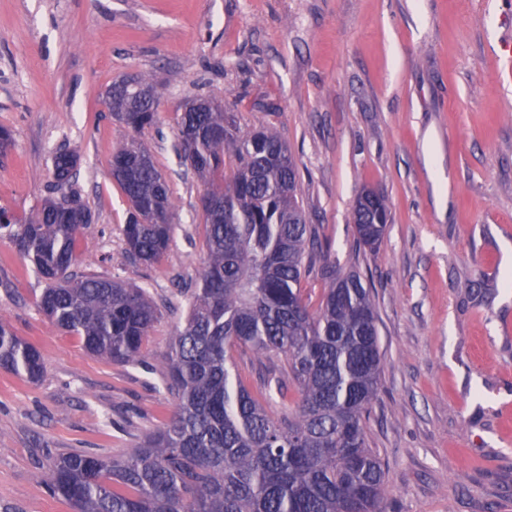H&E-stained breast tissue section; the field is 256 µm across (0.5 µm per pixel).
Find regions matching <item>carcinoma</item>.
<instances>
[{
  "instance_id": "carcinoma-1",
  "label": "carcinoma",
  "mask_w": 512,
  "mask_h": 512,
  "mask_svg": "<svg viewBox=\"0 0 512 512\" xmlns=\"http://www.w3.org/2000/svg\"><path fill=\"white\" fill-rule=\"evenodd\" d=\"M152 101L139 99V88ZM160 84L150 75L112 83L104 103L129 107L124 125L156 118ZM176 151L206 187V258L184 325L163 366L174 410L132 451L110 461L88 451L59 455L46 485L75 512H383L385 470L368 446L382 356L372 290L336 274L306 223L297 162L272 128L241 134L210 95L189 100ZM78 155H55L50 195L17 220L0 208V230L45 282L38 311L79 337L87 353L138 365L161 311L149 292L74 271L76 242L92 221L73 182ZM110 174L128 203L122 233L143 264L167 252L175 225L167 180L131 139L112 152ZM390 220L387 199L365 188L353 205L358 246L375 249ZM320 253L323 288L305 294L307 254ZM283 359L254 392L231 370L234 353ZM0 369L36 383L40 351L0 320ZM282 408L278 416L268 408Z\"/></svg>"
}]
</instances>
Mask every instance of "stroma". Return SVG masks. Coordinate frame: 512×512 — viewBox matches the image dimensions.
<instances>
[{
    "label": "stroma",
    "instance_id": "1",
    "mask_svg": "<svg viewBox=\"0 0 512 512\" xmlns=\"http://www.w3.org/2000/svg\"><path fill=\"white\" fill-rule=\"evenodd\" d=\"M512 0H0V208L47 196L55 152L79 153L93 215L80 267L146 288L161 309L144 362L87 353L36 308L44 283L0 237V318L42 354L31 384L0 370V512H74L41 479L61 452H129L172 410L162 362L186 316L179 283L206 255L202 183L173 151L188 97L210 92L240 131L277 130L303 209L337 274L373 290L383 360L367 441L385 512H512ZM154 74L155 123L131 132L102 103ZM137 138L169 181L175 231L145 266L126 256L113 150ZM365 188L391 205L357 248Z\"/></svg>",
    "mask_w": 512,
    "mask_h": 512
}]
</instances>
